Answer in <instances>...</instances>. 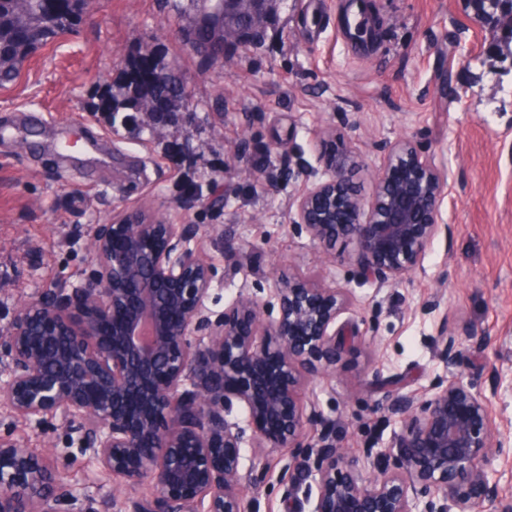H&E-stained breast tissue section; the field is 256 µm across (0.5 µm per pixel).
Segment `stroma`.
Masks as SVG:
<instances>
[{
	"label": "stroma",
	"instance_id": "35a3bbf8",
	"mask_svg": "<svg viewBox=\"0 0 512 512\" xmlns=\"http://www.w3.org/2000/svg\"><path fill=\"white\" fill-rule=\"evenodd\" d=\"M354 16L367 40L350 35ZM471 16L467 0H272L259 37L213 64L179 39L186 21L168 0H92L77 32L50 39L0 88V336L21 301L79 284L94 225L150 199L171 223L241 244L236 269L207 251L214 312L243 292L269 300L276 270L352 289L348 317L362 342L335 377L299 392L335 422L349 457L403 427L384 415L381 380L399 378L421 399L460 377L486 398L501 446L483 466L512 498V48L500 26ZM146 47L175 64L190 102L161 134L148 120L132 139L97 103L125 81L124 57ZM329 127L335 138L324 137ZM400 138L442 173L439 221L450 231L407 278L362 281L352 244L317 248L291 224V204L341 148L357 155L350 180L371 200ZM443 325L455 337L447 355L430 343ZM11 429L35 452L52 445L78 507L111 494L68 421L14 429L0 407V431ZM287 461L274 448L243 449V472L262 477L259 512H287Z\"/></svg>",
	"mask_w": 512,
	"mask_h": 512
}]
</instances>
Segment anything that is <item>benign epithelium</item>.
<instances>
[{"instance_id": "obj_1", "label": "benign epithelium", "mask_w": 512, "mask_h": 512, "mask_svg": "<svg viewBox=\"0 0 512 512\" xmlns=\"http://www.w3.org/2000/svg\"><path fill=\"white\" fill-rule=\"evenodd\" d=\"M266 20L258 5L244 17L254 31ZM356 163L350 152L329 158L324 178L294 198L290 223L322 248L349 240L362 280L403 279L448 230L438 222L444 178L400 139L366 203L349 181ZM211 245L231 262L240 253L213 229L160 219L147 202L95 226L83 282L21 303L0 338L9 417L72 420L101 470L130 489L118 512H256L243 490L245 445L288 454V512H302L298 491L311 478L314 512H512L483 468L498 430L482 394L458 379L441 380L420 402L394 389L386 412L407 426L388 446L363 449L366 465L349 463L336 426L305 412L297 387L333 376L362 339L341 320L351 289L276 272L277 317L243 293L215 316ZM235 401L247 411L244 426L226 418ZM309 426L319 427L312 439ZM76 501L50 454L0 433V512H70Z\"/></svg>"}]
</instances>
